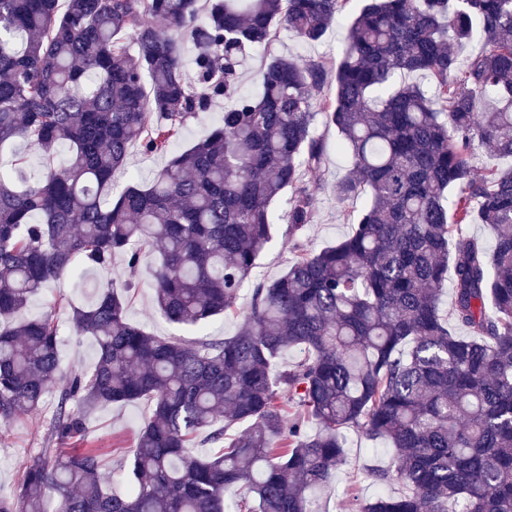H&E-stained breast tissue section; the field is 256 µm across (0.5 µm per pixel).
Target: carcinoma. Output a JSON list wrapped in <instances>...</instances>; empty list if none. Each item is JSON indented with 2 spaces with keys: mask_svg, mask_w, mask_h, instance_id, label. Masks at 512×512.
<instances>
[{
  "mask_svg": "<svg viewBox=\"0 0 512 512\" xmlns=\"http://www.w3.org/2000/svg\"><path fill=\"white\" fill-rule=\"evenodd\" d=\"M350 2L0 0V147L66 152L34 183L0 168V426L57 400L46 447L0 512H325L319 493L355 427L393 449L367 474L402 487L354 498L356 512H512V168L477 178L472 165L478 150L512 157V0H362L335 69L274 57L258 95L237 91L243 55L276 27L316 43ZM477 37L483 48L461 62ZM331 77L334 98H318ZM221 98L206 138L112 194L130 146L170 153ZM319 115L350 160L336 202L367 199L344 239L294 244L287 271L241 305L272 202L291 190L290 241L314 218ZM475 223L490 226L492 250L453 237ZM155 244L161 315L202 328L233 313L236 334L159 339L127 317L134 286L111 282L73 308L96 356L56 390L54 314L13 317L50 283L118 255L135 269ZM292 347L304 357L276 369ZM142 399L152 413L121 493L80 441L90 414ZM200 438L218 452L194 454Z\"/></svg>",
  "mask_w": 512,
  "mask_h": 512,
  "instance_id": "cac0c4a2",
  "label": "carcinoma"
}]
</instances>
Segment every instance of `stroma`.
Returning a JSON list of instances; mask_svg holds the SVG:
<instances>
[{
    "mask_svg": "<svg viewBox=\"0 0 512 512\" xmlns=\"http://www.w3.org/2000/svg\"><path fill=\"white\" fill-rule=\"evenodd\" d=\"M347 24V18H339L327 31L322 42L312 44L300 41L288 30H278L269 48L246 53L240 67L241 92L258 93L256 73L268 62L270 56L290 55L302 61L324 55L336 56L344 44ZM313 132L325 144L327 184L315 192V217L312 224L306 225L300 242L305 249L317 251L335 244L348 234L364 200L359 197L350 201L346 207L337 206L329 185L344 174L349 161L336 151L334 129L326 128L319 121L315 123ZM287 208L288 199L284 196L272 205L273 214L279 222L274 226L271 242L261 253L252 271L251 283L270 282L280 277L294 257L293 245L285 238V226L280 222ZM158 258V248H150L143 264L133 270L127 267L123 257L118 256L114 258L111 270L96 273L93 279L102 284L125 280L135 282L137 288L129 304V317L150 334L161 338L196 337V330L166 322L154 307L151 284ZM89 299V290L75 287L71 278L64 277L36 295L21 313L22 318L31 319L49 311L54 312L61 327L60 358L63 369L88 365L94 357L92 337L76 335L71 323L73 308L85 305ZM54 408V397H47L40 414L20 418L8 428L0 430L1 497H13L25 462L44 446ZM150 412L149 404L139 402L115 404L91 414L86 421V447L101 454L106 468H116L121 461L120 449L133 447L136 435ZM345 437L347 460L337 471L331 487L324 493L327 512H351L352 497L371 499L399 489L398 484H380L365 475L366 467L382 466L389 462L391 448L370 440L356 428L347 429Z\"/></svg>",
    "mask_w": 512,
    "mask_h": 512,
    "instance_id": "35a3bbf8",
    "label": "stroma"
}]
</instances>
